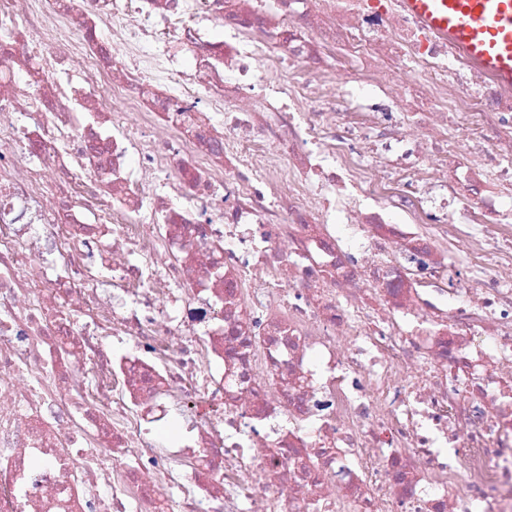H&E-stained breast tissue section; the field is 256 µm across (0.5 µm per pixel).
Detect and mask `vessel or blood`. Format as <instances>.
Here are the masks:
<instances>
[{
  "mask_svg": "<svg viewBox=\"0 0 512 512\" xmlns=\"http://www.w3.org/2000/svg\"><path fill=\"white\" fill-rule=\"evenodd\" d=\"M405 5L512 82V0H405Z\"/></svg>",
  "mask_w": 512,
  "mask_h": 512,
  "instance_id": "vessel-or-blood-1",
  "label": "vessel or blood"
}]
</instances>
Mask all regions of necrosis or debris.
<instances>
[{
    "mask_svg": "<svg viewBox=\"0 0 512 512\" xmlns=\"http://www.w3.org/2000/svg\"><path fill=\"white\" fill-rule=\"evenodd\" d=\"M0 512H512V83L404 0H0Z\"/></svg>",
    "mask_w": 512,
    "mask_h": 512,
    "instance_id": "4bbe7bcc",
    "label": "necrosis or debris"
}]
</instances>
